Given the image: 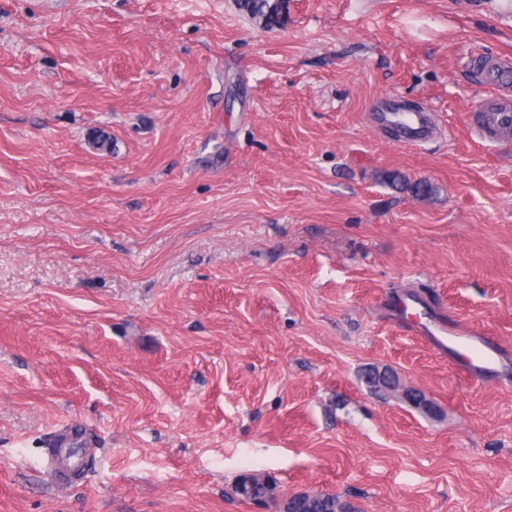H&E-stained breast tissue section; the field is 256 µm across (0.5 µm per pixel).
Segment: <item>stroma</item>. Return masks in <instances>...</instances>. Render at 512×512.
Masks as SVG:
<instances>
[{
  "label": "stroma",
  "instance_id": "1",
  "mask_svg": "<svg viewBox=\"0 0 512 512\" xmlns=\"http://www.w3.org/2000/svg\"><path fill=\"white\" fill-rule=\"evenodd\" d=\"M483 56L512 59V0H282L272 26L0 0V512H277L247 472L512 512V136L470 134ZM386 97L437 133L396 143ZM421 316L507 347L498 373ZM70 421L101 453L61 489L39 459ZM274 490V485L268 478H260L252 473L240 475L236 486V493L245 500L270 498Z\"/></svg>",
  "mask_w": 512,
  "mask_h": 512
}]
</instances>
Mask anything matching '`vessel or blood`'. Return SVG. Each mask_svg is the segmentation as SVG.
Here are the masks:
<instances>
[{
    "label": "vessel or blood",
    "instance_id": "vessel-or-blood-1",
    "mask_svg": "<svg viewBox=\"0 0 512 512\" xmlns=\"http://www.w3.org/2000/svg\"><path fill=\"white\" fill-rule=\"evenodd\" d=\"M484 78L494 92L477 106L472 132L482 143L495 144L512 134V100L496 92L497 87L512 83V61L502 58L486 60ZM376 120L381 126L394 131L398 142L405 145H416L430 137L429 117L424 112H409L391 104L377 111ZM459 337L473 352L472 358L463 365L468 375H479L498 364L499 353L490 347L481 333L463 331ZM76 436L84 439L87 448H94L95 443L90 439L86 427L67 424L56 431L50 447L44 450L43 467L54 478H61L67 469L85 471V460L72 456L68 449L71 439Z\"/></svg>",
    "mask_w": 512,
    "mask_h": 512
}]
</instances>
